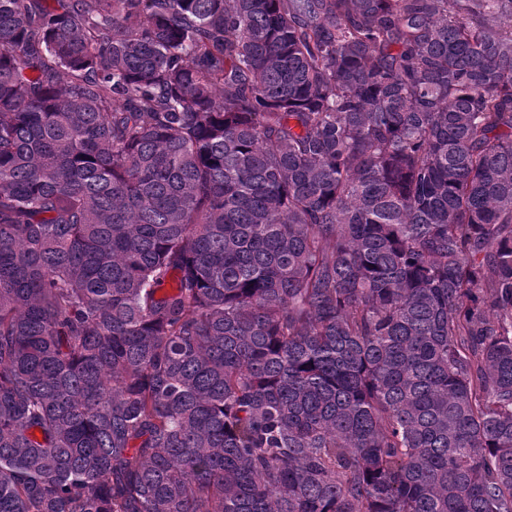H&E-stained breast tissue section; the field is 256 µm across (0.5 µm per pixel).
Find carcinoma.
<instances>
[{
    "label": "carcinoma",
    "mask_w": 512,
    "mask_h": 512,
    "mask_svg": "<svg viewBox=\"0 0 512 512\" xmlns=\"http://www.w3.org/2000/svg\"><path fill=\"white\" fill-rule=\"evenodd\" d=\"M0 512H512V0H0Z\"/></svg>",
    "instance_id": "1"
}]
</instances>
